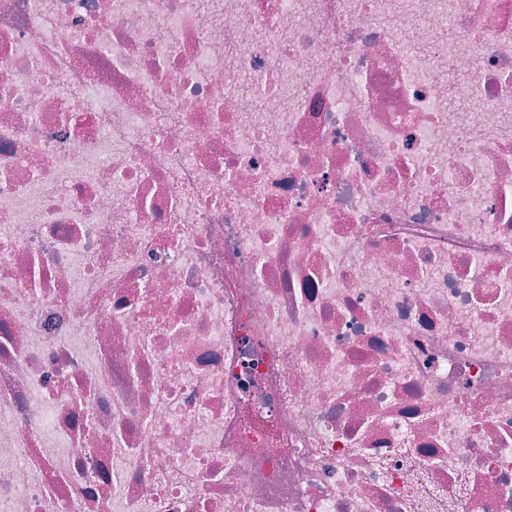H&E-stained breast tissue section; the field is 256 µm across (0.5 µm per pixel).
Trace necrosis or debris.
<instances>
[{"label": "necrosis or debris", "mask_w": 512, "mask_h": 512, "mask_svg": "<svg viewBox=\"0 0 512 512\" xmlns=\"http://www.w3.org/2000/svg\"><path fill=\"white\" fill-rule=\"evenodd\" d=\"M0 512H512V0H0Z\"/></svg>", "instance_id": "4bbe7bcc"}]
</instances>
